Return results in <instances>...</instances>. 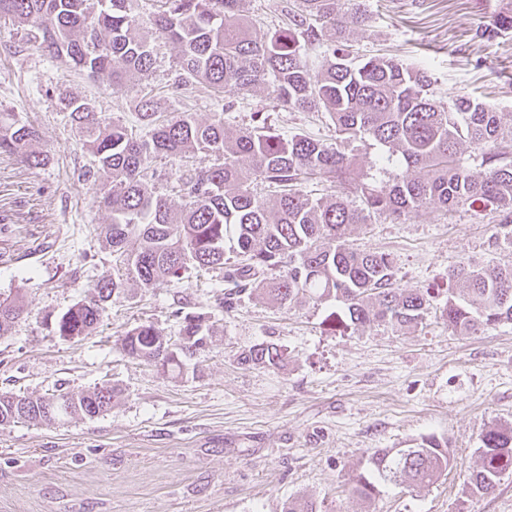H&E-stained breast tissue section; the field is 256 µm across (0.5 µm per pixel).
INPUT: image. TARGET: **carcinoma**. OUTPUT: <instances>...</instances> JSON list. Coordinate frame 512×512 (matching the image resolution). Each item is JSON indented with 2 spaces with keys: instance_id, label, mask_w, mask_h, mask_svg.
Masks as SVG:
<instances>
[{
  "instance_id": "1",
  "label": "carcinoma",
  "mask_w": 512,
  "mask_h": 512,
  "mask_svg": "<svg viewBox=\"0 0 512 512\" xmlns=\"http://www.w3.org/2000/svg\"><path fill=\"white\" fill-rule=\"evenodd\" d=\"M155 29L179 47L177 74L168 90L182 93L193 83L220 95L263 88L292 110L321 112L333 128L328 143L306 135L288 138L271 130L256 112L253 125L230 132L219 118L210 124L183 114L163 119L152 91L137 102L145 134L96 111L87 98L69 101L68 117L94 163L83 172L101 185L99 206L109 212L105 246L117 272L58 316L62 336H87L97 329L106 304L130 282L144 289L180 283L191 271H219L232 288L219 298L224 313L241 295L288 307L304 298L334 299L333 320L354 332L389 324L423 325L436 296L426 288H398L392 259L347 244L350 226L385 216L402 223L429 205L444 213L494 211L512 236V117L466 94L436 95L424 68L394 56L362 58L351 37L369 22L364 0H293L281 9L282 28L259 34L248 25L244 0H160ZM138 0H0V20L33 29V38L53 57L95 78L105 75L121 89L147 73L153 48L135 20ZM512 33V8L498 13L480 38ZM326 47L316 67L309 46ZM36 130L0 112V153L42 165L47 156L29 150ZM377 150L362 179L350 178L357 158ZM201 151L215 163L182 171L180 209L148 188L149 164L157 156ZM405 168L413 175L392 174ZM389 176L383 180V176ZM327 183L331 193L314 197L301 186ZM275 189L273 201L256 186ZM135 237L137 247L125 249ZM448 295L435 307L451 330L464 335L512 321V264L459 261L448 269ZM23 312L18 301L0 302V336L11 332ZM180 338L153 325L131 329L125 355L163 367L182 368L207 340L204 317L175 310ZM286 361L275 343L262 341L242 352L238 363L279 369ZM118 391L55 390L48 397L0 394V425L24 420L51 423L112 409ZM480 463L470 477L473 494L495 491L512 470V430L491 428L481 437ZM452 456L432 438L416 448H388L368 457L353 478L352 491L368 500L388 484L428 487L448 471Z\"/></svg>"
}]
</instances>
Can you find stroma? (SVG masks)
<instances>
[{
  "mask_svg": "<svg viewBox=\"0 0 512 512\" xmlns=\"http://www.w3.org/2000/svg\"><path fill=\"white\" fill-rule=\"evenodd\" d=\"M140 2L136 21L156 63L120 91L51 58L29 27L0 21V112L34 126L32 148L49 156L33 167L0 155V299L24 307L0 338V392L119 391L98 417L0 425V512H284L292 500L317 512H512L510 473L492 494L469 491L482 433L512 426V322L460 335L431 314L417 329L354 334L330 329L335 301L278 309L248 296L227 314L218 305L224 283L212 272L149 291L128 286L82 339L53 332L51 318L115 268L100 236L109 214L97 206L99 186L81 176L93 157L68 120L71 99H91L137 130L139 91L155 86L165 116L220 118L238 131L261 112L278 133L330 135L316 113L282 107L263 89L165 93L179 48L155 32L152 0ZM506 2L367 0L372 18L354 44L425 68L443 98L471 93L512 112V34L475 36ZM208 163L201 155L157 157L154 185L180 207V172ZM348 242L389 255L402 288L446 291L449 266L463 258L512 263V241L493 212L447 216L428 207L403 224L381 217L352 226ZM181 306L207 313L210 325L208 347L183 370L123 353L126 333L142 323L178 335L172 312ZM262 341L284 350L282 368L238 364ZM428 437L453 458L435 484L388 486L369 500L352 493V477L374 450L415 448Z\"/></svg>",
  "mask_w": 512,
  "mask_h": 512,
  "instance_id": "1",
  "label": "stroma"
}]
</instances>
